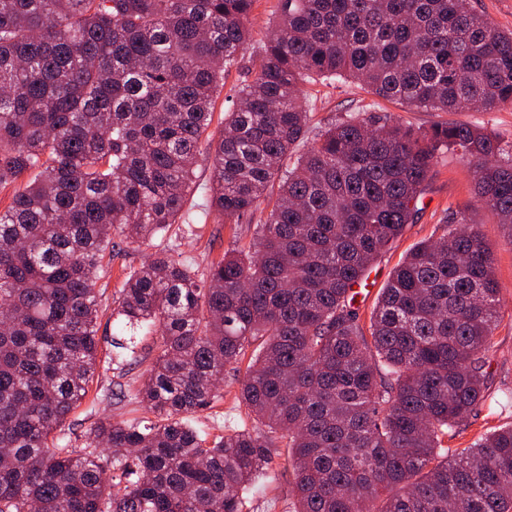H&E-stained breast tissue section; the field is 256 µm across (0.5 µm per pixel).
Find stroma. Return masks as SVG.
Returning <instances> with one entry per match:
<instances>
[{"mask_svg":"<svg viewBox=\"0 0 512 512\" xmlns=\"http://www.w3.org/2000/svg\"><path fill=\"white\" fill-rule=\"evenodd\" d=\"M303 90L312 109L311 129L315 132L338 119L356 115L370 123L397 120L423 131L444 123L468 124L484 128L503 144L512 145V109L494 112L416 109L378 98L349 79L332 84L307 82ZM210 187L209 165L200 163L185 207L186 219L173 224L166 233L153 240L121 243L118 254L113 255L97 282L101 295L97 321L100 341L120 335L121 327L112 316V297L124 277L155 253H167L191 264L202 274L234 242H248L255 225L267 219L270 209L262 202L252 215L242 220L226 224L218 222L210 207ZM474 197V181L468 164L458 155L441 154L418 202V216L413 224L406 226L392 248L375 260L367 279L358 289L356 302L361 317H369L381 288L400 259L421 241L440 235L450 212L465 209L469 222L483 233L493 253L495 275L502 287V319L494 332V347L489 354L486 397L453 434L442 440L443 448L452 453L469 446L480 434L512 426V233L499 224L489 207L475 204ZM140 336L138 360L125 366L123 371H116L114 365L107 362H99L88 396L65 423L69 447H81L85 431L97 421L121 422L141 416L142 411L133 396L160 352V332L149 326ZM220 390L222 400L211 409L195 414L192 425L211 439L233 427L260 430V423L236 400L239 383L235 372L225 371ZM243 499V512H294L296 499L292 493V469L287 449H274L267 478L244 492Z\"/></svg>","mask_w":512,"mask_h":512,"instance_id":"1","label":"stroma"}]
</instances>
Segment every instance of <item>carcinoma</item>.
<instances>
[{"mask_svg":"<svg viewBox=\"0 0 512 512\" xmlns=\"http://www.w3.org/2000/svg\"><path fill=\"white\" fill-rule=\"evenodd\" d=\"M255 0H0V512H242L291 449L297 512H512V426L454 458L442 437L484 399L500 320L492 251L462 211L407 252L358 323L354 286L413 223L444 152L512 231V148L465 124L416 131L355 117L322 129L300 85L353 78L451 112L512 107V31L470 0H279L259 65L216 144L224 74ZM224 220L271 206L246 246L200 277L164 254L113 300L159 324L136 398L156 420L57 430L98 365L96 273L113 236L147 241L182 215L200 158ZM250 358L239 401L268 428L209 442L190 419Z\"/></svg>","mask_w":512,"mask_h":512,"instance_id":"cac0c4a2","label":"carcinoma"}]
</instances>
